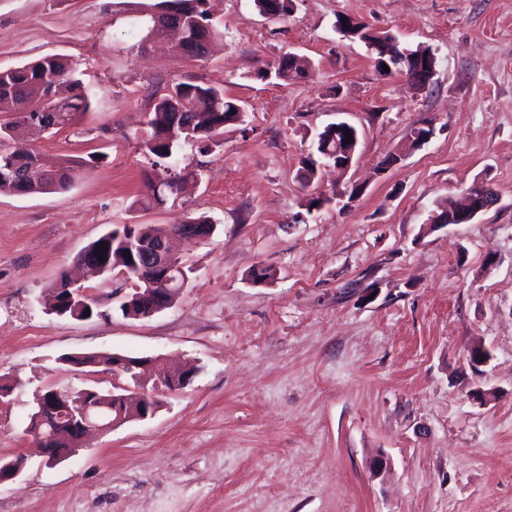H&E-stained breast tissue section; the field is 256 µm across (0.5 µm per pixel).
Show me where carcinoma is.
<instances>
[{
  "instance_id": "carcinoma-1",
  "label": "carcinoma",
  "mask_w": 512,
  "mask_h": 512,
  "mask_svg": "<svg viewBox=\"0 0 512 512\" xmlns=\"http://www.w3.org/2000/svg\"><path fill=\"white\" fill-rule=\"evenodd\" d=\"M259 12L274 16L291 12L293 0H255ZM154 7L160 11L168 8L181 14L182 41L179 53L195 57L192 52L194 40L202 35L211 39L220 35L219 28L212 23L209 0H159ZM306 75L305 68L291 59H285L276 66L256 72V78L288 81ZM66 85L71 95L64 99L55 97L57 88ZM92 105V94L78 77L76 68L61 55H45L18 66L0 69V112H9L14 120L0 124V193L34 195L65 191L72 187L85 167L97 160L61 156L46 158L32 151L17 157L7 147V140L14 127L28 119L38 117L53 122L51 132L73 123L77 115L88 112ZM186 112L193 122L192 138L173 131L176 114ZM243 118V107L224 96V91L214 87L182 82L169 93L155 98L153 118L148 122L147 136L142 138L145 152L153 157L152 172L146 174V199L152 205H161L177 194V184L186 176L175 168L172 160L182 146L190 143L206 142L221 134L224 126L239 123ZM34 168L48 173V176L34 178L21 189L15 186V176L8 166ZM163 229L157 225L125 224L107 231L109 239L148 240L158 236ZM130 248L120 244L107 246L108 262L118 270L129 268L138 259V254L126 256Z\"/></svg>"
}]
</instances>
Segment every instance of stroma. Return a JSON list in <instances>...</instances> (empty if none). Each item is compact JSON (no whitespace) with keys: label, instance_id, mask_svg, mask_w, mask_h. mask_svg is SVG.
Instances as JSON below:
<instances>
[{"label":"stroma","instance_id":"1","mask_svg":"<svg viewBox=\"0 0 512 512\" xmlns=\"http://www.w3.org/2000/svg\"><path fill=\"white\" fill-rule=\"evenodd\" d=\"M154 2L0 0V69L62 55L94 93L71 126L19 145L101 157L67 191L0 193V384L22 382L0 403V459L26 460L0 512H512V0H295L276 18L210 0L224 35L200 60L139 50ZM341 15L430 47L431 84L380 75L337 33ZM289 54L312 61L307 77L255 78ZM181 82L223 88L244 121L185 147L194 179L146 207L152 96ZM337 119L358 128L356 157L304 185L313 138ZM427 123L434 137L405 152ZM476 181L494 204L432 227ZM200 214L217 231L175 242L191 273L170 308L125 317L96 288L92 318L49 309L106 231ZM260 265L273 279L251 280ZM105 352L196 372L158 390L154 415L47 466L26 431L35 396L123 384L62 362Z\"/></svg>","mask_w":512,"mask_h":512}]
</instances>
